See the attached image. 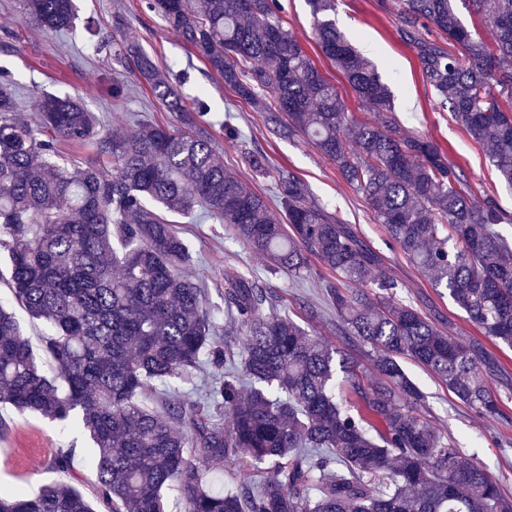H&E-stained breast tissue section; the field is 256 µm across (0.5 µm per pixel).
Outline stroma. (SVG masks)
Returning a JSON list of instances; mask_svg holds the SVG:
<instances>
[{"label": "stroma", "mask_w": 512, "mask_h": 512, "mask_svg": "<svg viewBox=\"0 0 512 512\" xmlns=\"http://www.w3.org/2000/svg\"><path fill=\"white\" fill-rule=\"evenodd\" d=\"M76 28L68 33L41 31L22 18L20 0H0V44L11 41L10 52L0 51V73L7 75L20 108H28L34 96L51 93L79 98L114 132L129 134L139 123L152 122L179 128L180 118L169 112L144 87H131L126 99L112 100L113 79L126 72L114 69L109 48L116 38L113 14H123L127 31L152 54L172 85L187 98L203 95L207 114L200 124L224 166L250 189L265 196L279 209L278 172L294 171L308 185L311 197L329 213L350 224L359 238L380 258L378 274L398 285L400 300L428 315L440 330L466 343H484V336L447 295L438 293L406 259L378 224L362 194L348 185L335 165L324 158L306 138L280 139L272 135L264 113L248 104L211 75L205 64L152 12L146 0H75ZM278 17L300 40L308 56L346 101L355 118L364 112L343 75L325 58L313 37V18L305 0H279ZM399 0H338L334 19L337 28L377 68L394 97L396 113L406 130L439 142L451 162L460 164L468 177L475 202L494 196L506 215L500 230L512 240V189L502 184L488 161V146L476 143L436 104V96L421 76L417 52L399 35ZM264 153L265 172L248 167V152ZM175 227L189 243L192 268L206 274L211 305L221 303L223 275L238 270L258 278L270 288L278 311L288 315L333 349L347 340L337 330L336 312L323 292L335 282L334 272L319 267L315 279L298 281L282 271H272L266 260L251 253L234 231L200 212L175 219ZM316 307L309 317L307 307ZM499 366L488 382L501 398L502 417L489 419L458 402L447 387L411 360L402 366L425 395L415 410L464 449L512 499V350L490 347ZM73 449L71 469L57 472L47 466L57 450ZM94 450L77 420L51 422L19 414L0 405V486L38 491L54 481L66 482L93 494Z\"/></svg>", "instance_id": "35a3bbf8"}]
</instances>
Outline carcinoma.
I'll use <instances>...</instances> for the list:
<instances>
[{
  "label": "carcinoma",
  "instance_id": "carcinoma-1",
  "mask_svg": "<svg viewBox=\"0 0 512 512\" xmlns=\"http://www.w3.org/2000/svg\"><path fill=\"white\" fill-rule=\"evenodd\" d=\"M491 24L487 41L464 25L457 2ZM23 19L70 30L74 0H21ZM325 58L362 107L356 120L277 16L278 0H148L238 97L266 114L279 138L299 134L360 192L378 223L434 288L487 337L512 347V244L497 230L492 197L472 201L464 170L437 142L404 129L374 65L337 30L336 0H307ZM399 32L442 109L512 188V0H402ZM435 32L436 38L424 37ZM120 62L184 128L141 123L128 135L44 94L19 110L0 83V253L8 284L41 320L46 371L13 312L0 307V403L20 414L79 423L94 448L95 499L66 483L38 494L0 491V512H512L497 483L459 444L415 415L424 395L400 363L435 374L486 418L502 415L483 349L442 332L415 306L378 291L329 284L337 326L369 348L378 381L361 383L337 354L239 271L224 275V312L246 336L241 351L215 341L201 278L184 275L187 241L165 214L195 206L230 225L276 271L311 279L309 257L341 279L366 283L378 264L348 225L311 200L292 172L279 177L285 219L224 169L194 111L154 57L133 40ZM272 92L270 107L265 93ZM92 144L97 159L71 168L57 143ZM204 364L222 377L194 401L174 394L160 410L144 397L191 385ZM260 481L216 486L224 465Z\"/></svg>",
  "mask_w": 512,
  "mask_h": 512
}]
</instances>
